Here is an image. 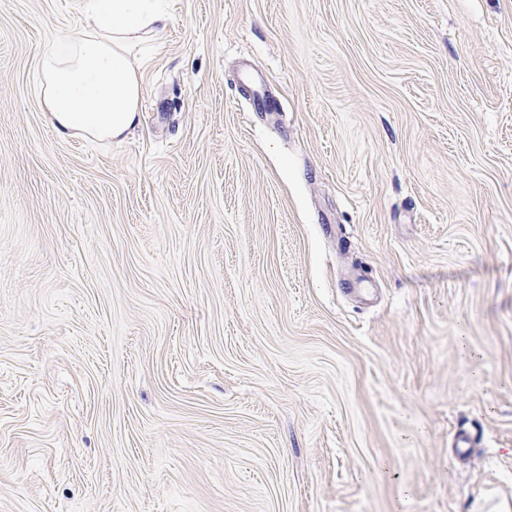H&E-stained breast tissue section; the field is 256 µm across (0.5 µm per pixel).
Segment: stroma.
<instances>
[{"label": "stroma", "mask_w": 512, "mask_h": 512, "mask_svg": "<svg viewBox=\"0 0 512 512\" xmlns=\"http://www.w3.org/2000/svg\"><path fill=\"white\" fill-rule=\"evenodd\" d=\"M84 2L0 0V512L512 503V0H166L103 143ZM162 0H89L80 29L43 52L39 95L46 121L61 136L112 140L138 121L140 65L165 31Z\"/></svg>", "instance_id": "35a3bbf8"}]
</instances>
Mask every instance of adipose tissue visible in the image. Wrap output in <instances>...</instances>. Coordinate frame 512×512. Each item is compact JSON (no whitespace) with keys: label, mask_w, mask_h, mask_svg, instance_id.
I'll list each match as a JSON object with an SVG mask.
<instances>
[{"label":"adipose tissue","mask_w":512,"mask_h":512,"mask_svg":"<svg viewBox=\"0 0 512 512\" xmlns=\"http://www.w3.org/2000/svg\"><path fill=\"white\" fill-rule=\"evenodd\" d=\"M168 22L161 0H89L80 29L39 60L48 124L63 136L100 141L130 132L143 93L140 66Z\"/></svg>","instance_id":"1"}]
</instances>
